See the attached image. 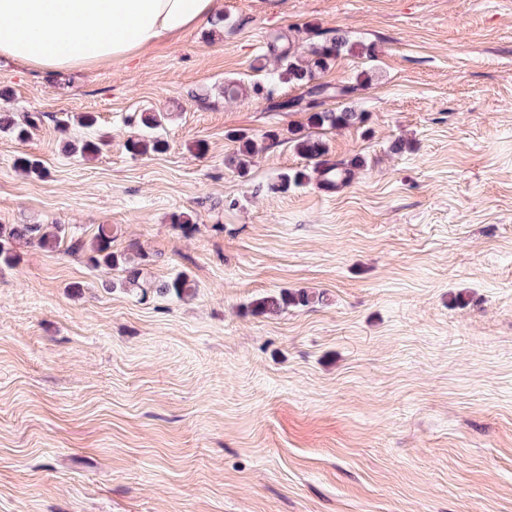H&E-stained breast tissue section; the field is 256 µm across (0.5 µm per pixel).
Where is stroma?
Returning <instances> with one entry per match:
<instances>
[{"label":"stroma","instance_id":"stroma-1","mask_svg":"<svg viewBox=\"0 0 512 512\" xmlns=\"http://www.w3.org/2000/svg\"><path fill=\"white\" fill-rule=\"evenodd\" d=\"M124 63L55 75L0 58V225L117 227L184 299L105 282L64 249L0 267V512H512V0H221ZM373 45L320 74L371 79L327 108L350 186L280 189L306 169L265 134L305 122L224 85L262 80L272 34ZM98 118L80 126L81 113ZM165 112L164 153L131 157ZM258 139L247 170L235 134ZM105 137L93 159L67 141ZM412 143L394 154L396 138ZM38 160L44 177L14 162ZM188 213L196 229L172 224ZM305 288L320 303L254 313ZM22 120L19 122L16 115L11 112H0V131L12 132L22 139L27 135L29 128L37 126L40 116L27 113ZM165 119V115L159 112H141L137 115L134 120L145 132L127 140V152L134 157L163 153L167 143L157 132L163 129Z\"/></svg>","mask_w":512,"mask_h":512}]
</instances>
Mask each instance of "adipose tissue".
<instances>
[{"label": "adipose tissue", "mask_w": 512, "mask_h": 512, "mask_svg": "<svg viewBox=\"0 0 512 512\" xmlns=\"http://www.w3.org/2000/svg\"><path fill=\"white\" fill-rule=\"evenodd\" d=\"M217 0H0V57L46 73L127 60L214 15Z\"/></svg>", "instance_id": "adipose-tissue-1"}]
</instances>
